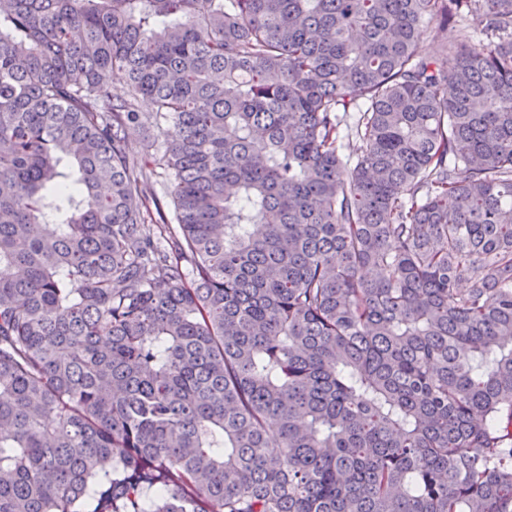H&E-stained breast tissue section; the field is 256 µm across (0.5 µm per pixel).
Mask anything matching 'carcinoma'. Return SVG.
Segmentation results:
<instances>
[{
  "mask_svg": "<svg viewBox=\"0 0 512 512\" xmlns=\"http://www.w3.org/2000/svg\"><path fill=\"white\" fill-rule=\"evenodd\" d=\"M0 512H512V0H0Z\"/></svg>",
  "mask_w": 512,
  "mask_h": 512,
  "instance_id": "obj_1",
  "label": "carcinoma"
}]
</instances>
